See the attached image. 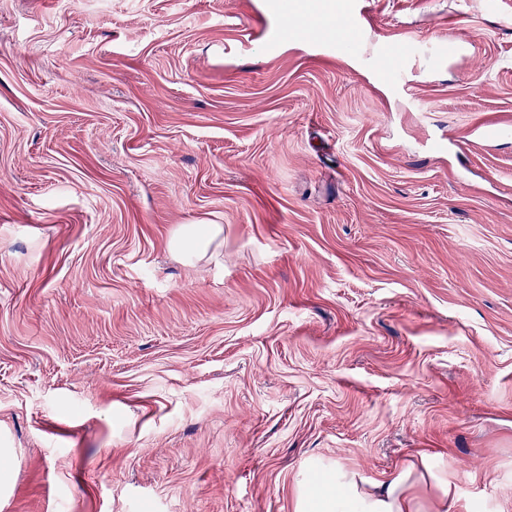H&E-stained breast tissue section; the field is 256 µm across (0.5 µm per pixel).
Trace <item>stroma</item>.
Wrapping results in <instances>:
<instances>
[{"mask_svg":"<svg viewBox=\"0 0 512 512\" xmlns=\"http://www.w3.org/2000/svg\"><path fill=\"white\" fill-rule=\"evenodd\" d=\"M0 0V512H298L427 463L512 512V0ZM219 224L205 258L172 247ZM362 14L363 6L358 0L341 1L336 9V34L343 33L342 38H337L348 50L353 51L359 43L367 40L365 28L355 23L356 16Z\"/></svg>","mask_w":512,"mask_h":512,"instance_id":"obj_1","label":"stroma"}]
</instances>
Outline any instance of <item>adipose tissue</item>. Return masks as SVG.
Here are the masks:
<instances>
[{
  "instance_id": "1",
  "label": "adipose tissue",
  "mask_w": 512,
  "mask_h": 512,
  "mask_svg": "<svg viewBox=\"0 0 512 512\" xmlns=\"http://www.w3.org/2000/svg\"><path fill=\"white\" fill-rule=\"evenodd\" d=\"M412 475V468L407 467L387 481L370 482L340 470L336 482L342 493L335 495L323 485H312L299 502L300 512H422Z\"/></svg>"
}]
</instances>
